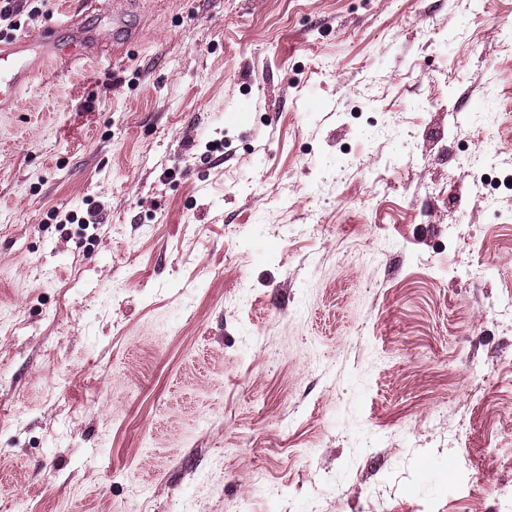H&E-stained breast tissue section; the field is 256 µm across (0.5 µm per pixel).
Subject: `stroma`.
Wrapping results in <instances>:
<instances>
[{"label": "stroma", "instance_id": "35a3bbf8", "mask_svg": "<svg viewBox=\"0 0 512 512\" xmlns=\"http://www.w3.org/2000/svg\"><path fill=\"white\" fill-rule=\"evenodd\" d=\"M84 2L139 41L0 114V512H501L512 0Z\"/></svg>", "mask_w": 512, "mask_h": 512}]
</instances>
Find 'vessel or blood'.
Here are the masks:
<instances>
[{"instance_id": "1", "label": "vessel or blood", "mask_w": 512, "mask_h": 512, "mask_svg": "<svg viewBox=\"0 0 512 512\" xmlns=\"http://www.w3.org/2000/svg\"><path fill=\"white\" fill-rule=\"evenodd\" d=\"M57 29V24L53 23L35 34L0 40V112L10 111L18 104L44 64L77 69L87 60L106 52L108 47L116 48L138 39L132 30L121 27L115 29L108 39L65 45L59 41Z\"/></svg>"}]
</instances>
